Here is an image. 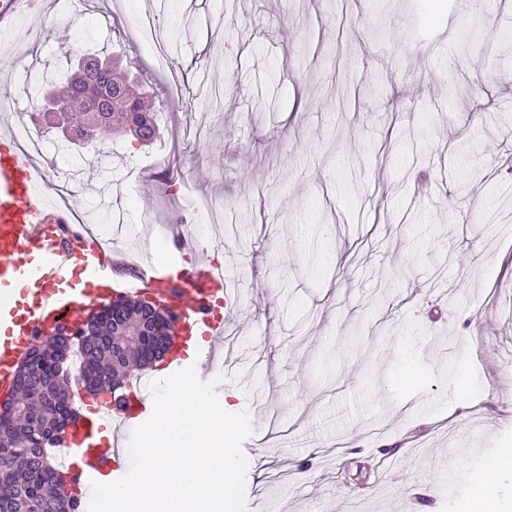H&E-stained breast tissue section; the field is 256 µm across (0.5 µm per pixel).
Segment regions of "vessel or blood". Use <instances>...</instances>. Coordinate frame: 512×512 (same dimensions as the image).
Returning <instances> with one entry per match:
<instances>
[{"instance_id": "vessel-or-blood-1", "label": "vessel or blood", "mask_w": 512, "mask_h": 512, "mask_svg": "<svg viewBox=\"0 0 512 512\" xmlns=\"http://www.w3.org/2000/svg\"><path fill=\"white\" fill-rule=\"evenodd\" d=\"M14 132L0 133V285L35 280L38 292L24 312L0 301V399L16 391L15 369L24 361L33 340L51 335L56 326L73 323L87 309L104 305L117 293L115 267L98 240L79 232L59 243L55 228L64 218L45 199L47 183L34 166L17 154ZM136 266L139 289L148 290L175 312V333L180 342L200 336L208 342L199 377H206L224 341V324L212 312L223 303L228 277L209 263L195 264L174 279L172 262L144 253ZM145 402L109 406L96 417L81 416L67 429L65 445L80 454L77 468L68 469L83 488L100 475L117 480L126 473L121 451L136 426L147 421ZM112 420V444L96 447L94 433Z\"/></svg>"}]
</instances>
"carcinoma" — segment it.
I'll list each match as a JSON object with an SVG mask.
<instances>
[{"mask_svg":"<svg viewBox=\"0 0 512 512\" xmlns=\"http://www.w3.org/2000/svg\"><path fill=\"white\" fill-rule=\"evenodd\" d=\"M92 59L110 74L106 79L94 75L92 94L111 102L109 111L90 113L86 103L74 94L71 80L53 85V98L60 112L41 115L49 129H76L88 141L98 135L134 131V140L153 141L158 133L155 101L146 96L115 59L84 54L80 60ZM118 312L108 308L89 315V335L78 341L83 358L79 374L90 396L114 394L122 386L120 374L132 363L144 367L149 362V338L127 337V331L144 328L154 336H170L171 317L161 316L140 297L117 300ZM40 355L17 372V394L24 413L22 423L7 420L0 433L7 446L0 447V512H78L74 484L63 482L61 471L52 463L49 445L58 441L64 428L68 405L72 400L69 373L63 359L71 347L52 334L39 343Z\"/></svg>","mask_w":512,"mask_h":512,"instance_id":"obj_1","label":"carcinoma"}]
</instances>
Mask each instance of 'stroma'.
I'll list each match as a JSON object with an SVG mask.
<instances>
[{
  "label": "stroma",
  "instance_id": "1",
  "mask_svg": "<svg viewBox=\"0 0 512 512\" xmlns=\"http://www.w3.org/2000/svg\"><path fill=\"white\" fill-rule=\"evenodd\" d=\"M40 0L10 24L0 129L29 127L76 27L159 135L86 148L70 199L167 259L178 203H222L248 411L247 512H467L512 452V0ZM174 82L176 103L165 86Z\"/></svg>",
  "mask_w": 512,
  "mask_h": 512
}]
</instances>
